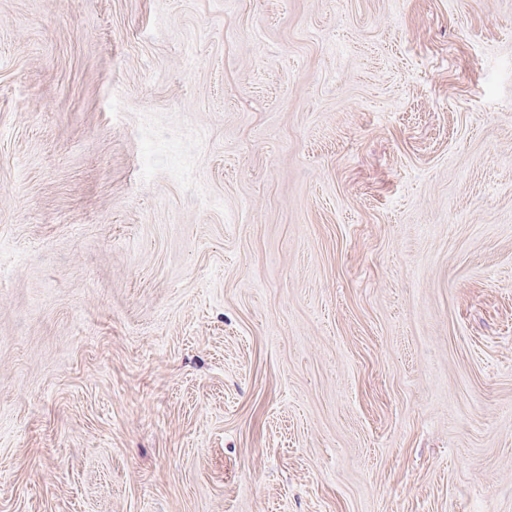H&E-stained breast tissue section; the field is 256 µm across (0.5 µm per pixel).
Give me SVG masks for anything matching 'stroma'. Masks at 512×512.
Returning a JSON list of instances; mask_svg holds the SVG:
<instances>
[{
	"instance_id": "obj_1",
	"label": "stroma",
	"mask_w": 512,
	"mask_h": 512,
	"mask_svg": "<svg viewBox=\"0 0 512 512\" xmlns=\"http://www.w3.org/2000/svg\"><path fill=\"white\" fill-rule=\"evenodd\" d=\"M0 512H512V0H0Z\"/></svg>"
}]
</instances>
